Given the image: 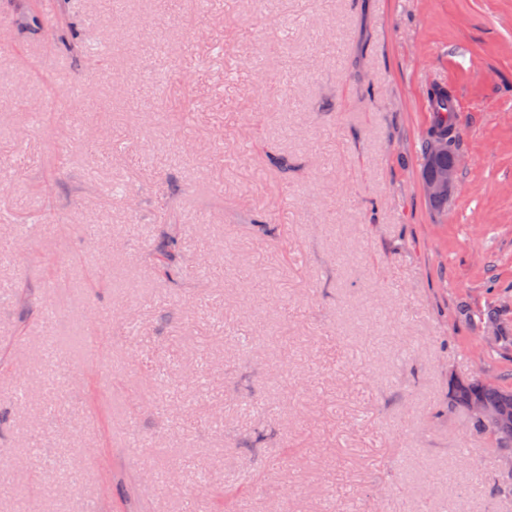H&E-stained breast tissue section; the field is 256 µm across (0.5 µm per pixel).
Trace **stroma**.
I'll return each instance as SVG.
<instances>
[{"mask_svg": "<svg viewBox=\"0 0 512 512\" xmlns=\"http://www.w3.org/2000/svg\"><path fill=\"white\" fill-rule=\"evenodd\" d=\"M489 310L512 329V0H0V512H214L196 464L223 512H512L448 404L512 374ZM430 99L434 106L433 124L430 134L421 145V155L424 158L428 144L437 137L447 140L448 143L442 139L433 142L430 158L440 157L435 160L433 169L428 170V173L434 171L435 167L448 166L455 160L457 143V131L454 123L456 104L452 94L447 89L434 88L430 92ZM459 166L458 158L448 167L440 169L434 174H430L423 181L425 193L428 197H450L457 188V168ZM448 197L429 200L436 209H445L448 207ZM179 251L180 242L175 235L161 233L151 244L150 255L152 260L158 273L166 279L174 280L181 274L180 266L176 260Z\"/></svg>", "mask_w": 512, "mask_h": 512, "instance_id": "1", "label": "stroma"}]
</instances>
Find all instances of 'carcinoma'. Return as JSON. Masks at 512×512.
Wrapping results in <instances>:
<instances>
[{"mask_svg":"<svg viewBox=\"0 0 512 512\" xmlns=\"http://www.w3.org/2000/svg\"><path fill=\"white\" fill-rule=\"evenodd\" d=\"M430 99L434 106L433 124L430 134L421 145V153H426L428 144L433 139L443 138L448 141V150L435 160L434 166H447L456 158L455 100L452 94L444 88L432 89ZM179 251V238L174 235L161 233L153 240L150 255L161 276L169 280L180 276L181 269L176 260ZM448 396L450 401L465 410L473 431L484 436L498 448H512V423L504 425L496 418L489 420L487 415L474 411V406L480 404L492 409V413L496 416L512 414V387L499 383L489 387L475 379L468 378L448 382Z\"/></svg>","mask_w":512,"mask_h":512,"instance_id":"carcinoma-1","label":"carcinoma"}]
</instances>
